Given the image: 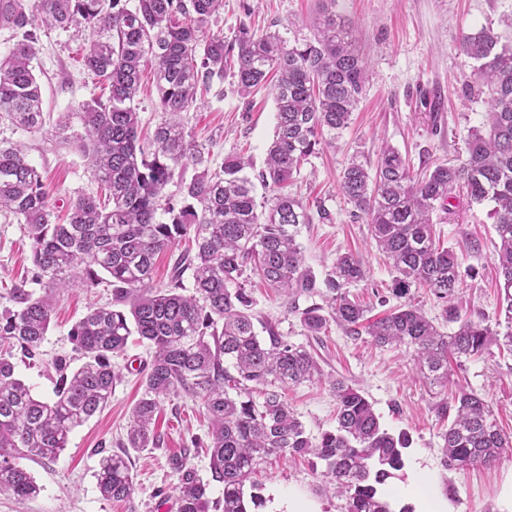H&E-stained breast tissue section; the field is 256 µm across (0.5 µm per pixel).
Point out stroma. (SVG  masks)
<instances>
[{"label":"stroma","instance_id":"obj_1","mask_svg":"<svg viewBox=\"0 0 512 512\" xmlns=\"http://www.w3.org/2000/svg\"><path fill=\"white\" fill-rule=\"evenodd\" d=\"M250 5L249 19L255 29L266 30L275 22L280 31L302 37L313 36L322 9L321 0H250ZM335 10L351 22L369 81L349 126L337 134L335 147L313 157L291 187L308 207L324 206L333 217L329 223L317 220L300 225L297 241L306 266L319 276L331 268L338 253L356 252L366 267V279L352 291L362 303L372 305L375 292H386L394 273L372 239L369 224L352 218V206L340 188V174L354 157L375 164L387 146L405 156L417 173L464 159L468 132L482 122L488 105L484 95L466 90L472 62L460 49V36L490 26L511 45L512 0H336ZM87 40L84 33L52 31L43 36L34 66L46 111H77L82 101L98 93L97 84L81 68ZM220 88L223 98L207 96L187 113V126L209 150L213 164H221L225 156L243 154L252 159L254 170H261L274 135L273 98L264 89L241 95L229 76ZM22 139L56 199L65 202L81 192H96L91 171L74 147L45 139L40 133H26ZM452 203L454 213L439 211L433 220L444 245L460 259L459 306L465 317L495 322L499 290L493 264V221L487 206L469 204L462 190L453 191ZM32 271L23 224L1 214L0 289L30 279ZM251 294L257 319L274 325L290 342L312 345L325 374L349 379L372 403L384 428L410 435L401 484L428 481L452 512H512V499L503 494L512 485V449L490 467L447 469L441 463L445 426L435 411L450 391L471 388L486 396L499 424L512 431L511 357L471 359L453 371L447 387L426 384L414 375L412 349L380 347L366 336H346L335 325L326 335L311 339L298 318L288 314L280 291L256 280ZM111 303L112 292L103 285L57 293L54 324L41 348L39 365L17 366L34 394L52 397L57 376L47 365L56 356L72 355L69 328L88 306ZM150 360L148 345L130 338L124 353L115 359L124 372L107 407L71 433L67 448L55 462L25 460L42 491L25 501L2 494L0 512H128L125 503L103 498L97 485L102 457L122 449L135 477L137 512H178L169 459L188 453L200 474L209 476V457L203 447L209 424L200 399L182 394L160 406L155 424L157 447L125 448L132 411L143 394L140 371ZM284 395L310 437H320L335 427L336 399L327 384L305 382L285 388ZM195 438L200 441L196 448L191 445ZM253 480L265 500L261 512H290L298 502L310 512H340V499L323 492L319 471L306 460L271 459L260 466Z\"/></svg>","mask_w":512,"mask_h":512}]
</instances>
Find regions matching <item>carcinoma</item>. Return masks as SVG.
<instances>
[{"instance_id":"cac0c4a2","label":"carcinoma","mask_w":512,"mask_h":512,"mask_svg":"<svg viewBox=\"0 0 512 512\" xmlns=\"http://www.w3.org/2000/svg\"><path fill=\"white\" fill-rule=\"evenodd\" d=\"M223 0H0V24L16 43L0 57V119L13 132H42L75 145L104 196L79 193L60 217L42 173L26 145L0 137V211L23 221L40 289L16 285L0 292V493L37 497L42 487L22 464L54 462L71 432L110 401L122 373L112 358L136 335L153 348L144 392L127 431L130 448H152L161 402L186 393L200 398L209 422L211 480L187 455L171 458L179 512H208L210 481L224 485V512L262 506L245 485L272 455L304 456L343 500L341 512H415L394 509L387 486L404 468L405 434L384 429L371 402L343 378L328 381L336 397V429L314 442L279 388L322 376L310 349L270 325L256 331L253 300L245 288L252 273L285 293L287 312L309 336L336 324L349 336L365 334L378 346L413 349L416 370L448 387V357L491 356V346L512 354V46L500 45L492 27L460 37L473 62V86L487 88L489 109L473 127L461 164L437 165L417 177L394 148L383 149L375 171L353 159L341 189L354 216L370 224L377 246L391 260L390 287L399 305L366 325L368 306L350 287L366 277L351 252L336 257L324 278L306 267L297 243L299 225L312 223L309 208L288 193L326 137L346 128L368 82L346 19L323 9L311 38L287 40L274 29L261 35L242 21L231 38L212 30ZM90 31L84 71L105 84L107 96L86 100L48 126L33 61L41 33ZM159 92L160 122L141 136L135 99L145 71ZM244 95L270 88L276 125L264 168L252 176L251 160L224 158L211 168L210 153L186 130L184 114L226 73ZM79 119L74 129L71 118ZM194 173L185 177L187 164ZM270 192L258 211L254 181ZM176 192L167 193L169 185ZM469 203L492 204L498 238L494 267L500 288L495 326L464 318L455 303L461 284L457 253L436 242L433 214L455 188ZM185 243L169 283L153 284L156 255ZM112 287V306H91L68 336L80 366L57 358L60 384L37 399L16 375L13 350L35 358L51 329L53 291ZM425 287L440 308L432 319L415 305L411 289ZM318 295L323 304L300 306ZM455 324L445 334L438 322ZM264 388L263 401L247 396ZM451 418L442 433V462L449 470L489 466L512 448L485 396L461 389L436 405ZM98 488L107 499L136 512L135 477L124 454L101 459Z\"/></svg>"}]
</instances>
